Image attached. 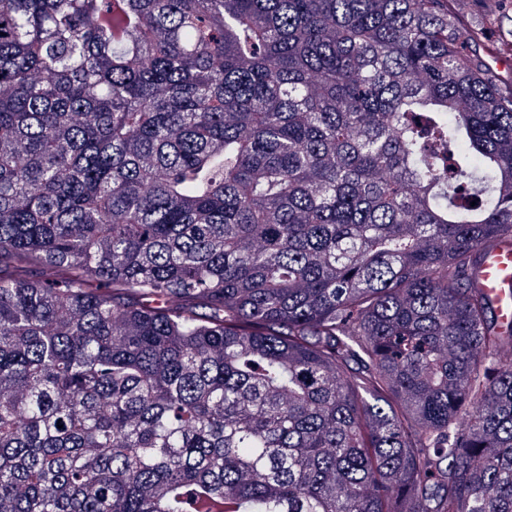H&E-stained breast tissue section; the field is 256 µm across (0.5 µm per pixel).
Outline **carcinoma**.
I'll return each instance as SVG.
<instances>
[{
    "mask_svg": "<svg viewBox=\"0 0 512 512\" xmlns=\"http://www.w3.org/2000/svg\"><path fill=\"white\" fill-rule=\"evenodd\" d=\"M506 241L448 0H0V512H512ZM480 278L485 292L494 302L498 321L504 326H510L512 302L504 300V289L512 281L511 244H503L484 257Z\"/></svg>",
    "mask_w": 512,
    "mask_h": 512,
    "instance_id": "obj_1",
    "label": "carcinoma"
}]
</instances>
